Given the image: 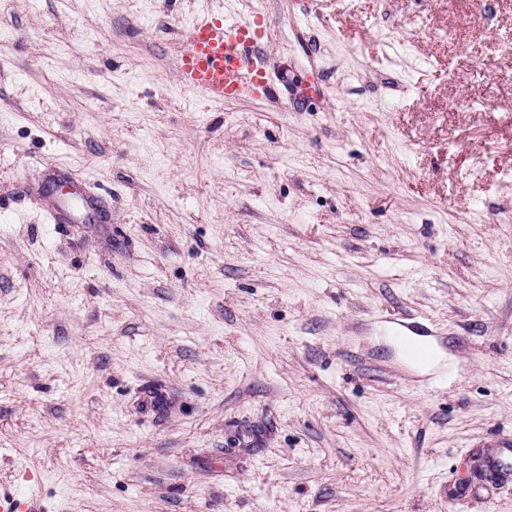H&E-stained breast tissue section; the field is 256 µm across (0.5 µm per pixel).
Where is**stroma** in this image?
Segmentation results:
<instances>
[{
    "instance_id": "obj_1",
    "label": "stroma",
    "mask_w": 512,
    "mask_h": 512,
    "mask_svg": "<svg viewBox=\"0 0 512 512\" xmlns=\"http://www.w3.org/2000/svg\"><path fill=\"white\" fill-rule=\"evenodd\" d=\"M0 0V487L29 512H512V0ZM262 18L272 92L177 55ZM483 105L469 100L476 69ZM67 180L97 221L51 224ZM448 339L425 371L390 318ZM264 35L256 19H226L224 14L195 17L179 57L180 86L215 104L267 94L265 72L249 61Z\"/></svg>"
}]
</instances>
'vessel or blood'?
<instances>
[{
	"instance_id": "1",
	"label": "vessel or blood",
	"mask_w": 512,
	"mask_h": 512,
	"mask_svg": "<svg viewBox=\"0 0 512 512\" xmlns=\"http://www.w3.org/2000/svg\"><path fill=\"white\" fill-rule=\"evenodd\" d=\"M264 35L262 23L255 19L234 20L220 14L195 17L179 57L180 86L215 104L267 94L263 69L250 63ZM395 325L408 362L429 361L443 343L442 337L421 323L399 319Z\"/></svg>"
}]
</instances>
